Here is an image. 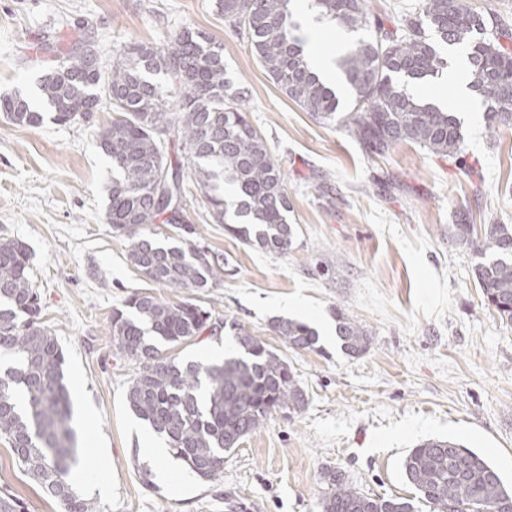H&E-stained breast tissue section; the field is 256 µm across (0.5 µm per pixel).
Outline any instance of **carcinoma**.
<instances>
[{"label": "carcinoma", "instance_id": "cac0c4a2", "mask_svg": "<svg viewBox=\"0 0 512 512\" xmlns=\"http://www.w3.org/2000/svg\"><path fill=\"white\" fill-rule=\"evenodd\" d=\"M291 0H214L215 11L246 38L271 80L304 111L346 128L370 159L401 143L442 158H459L464 137L453 113L410 93L400 79L434 77L448 68L443 47L468 52L471 88L489 106V125L512 120V46L496 19L471 11L465 0H418L388 28L371 18L365 0H311L317 18L350 31H365L341 60L349 104L316 76L305 57ZM85 34L49 51L53 64L38 90L49 113L34 110L20 92L0 98L11 124L37 127L45 118L71 124L107 104L117 117L96 130L112 163V187L104 215L130 241L131 263L161 288L202 292L224 284L219 256L187 240L161 243L145 232L171 224L175 198L186 204L189 186L204 196L213 220L229 225L244 244L268 254L288 252L295 228L278 163L243 109L246 91L226 77L224 55L204 32L185 27L165 44L131 42L112 61L108 76L90 68ZM184 155L172 159L169 136ZM451 238L475 248V283L500 318L512 323V224H486L474 241L465 219ZM30 254L20 241L0 237V355L13 364L0 370V438L16 460L64 512H93L90 500L68 480L77 462L72 403L64 383L65 356L52 330L40 321ZM210 315L186 300L170 303L135 293L112 310L117 359L138 363L126 403L163 439L195 477L211 480L224 470L225 454L279 412H297L306 397L287 361L258 336L241 328L236 351L222 361H178L162 347L201 335ZM271 330L290 347L320 349L317 331L279 317ZM336 337L350 356L367 351V330L336 311ZM404 477L415 495L372 497L328 474L321 512H512V488L479 452L448 439L411 449Z\"/></svg>", "mask_w": 512, "mask_h": 512}]
</instances>
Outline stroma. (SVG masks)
<instances>
[{
  "label": "stroma",
  "mask_w": 512,
  "mask_h": 512,
  "mask_svg": "<svg viewBox=\"0 0 512 512\" xmlns=\"http://www.w3.org/2000/svg\"><path fill=\"white\" fill-rule=\"evenodd\" d=\"M183 27L207 32L247 90L248 118L275 156L296 232L288 252L250 248L206 214L191 191V239L224 259L221 287L196 294L212 314L202 337L169 349L204 360L235 327L290 364L304 409L278 414L227 454L222 474L146 486L143 421L127 408L133 366L112 355L111 319L133 291L176 303L129 262L128 241L104 221L112 164L94 131L102 108L66 125L17 127L0 117V237L29 249L42 315L66 358L78 457L69 479L99 512H320L328 472L372 496L411 497L403 461L421 441L453 440L486 456L512 485V324L487 307L473 248L448 236L467 215L475 230L512 224V123L455 109L464 160L413 144L367 159L339 125L284 96L213 0H0V96L32 95L49 65L43 45L82 31L103 71L131 42L162 44ZM364 326L366 353L345 354L335 314ZM293 317L320 334V350L288 346L270 329ZM110 487L100 496L97 474ZM24 512H63L0 440V492Z\"/></svg>",
  "instance_id": "35a3bbf8"
}]
</instances>
